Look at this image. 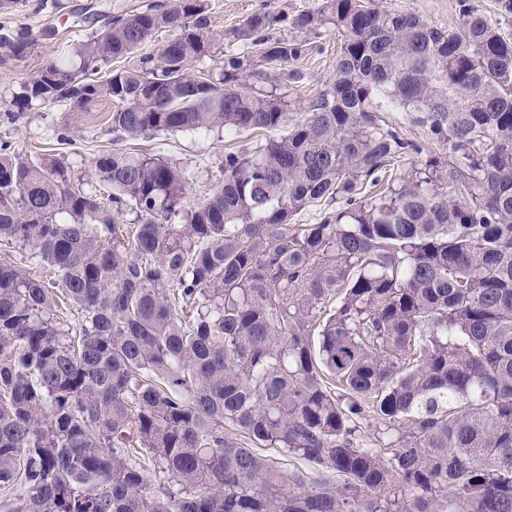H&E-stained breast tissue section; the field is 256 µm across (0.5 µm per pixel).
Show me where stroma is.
<instances>
[{
	"label": "stroma",
	"mask_w": 512,
	"mask_h": 512,
	"mask_svg": "<svg viewBox=\"0 0 512 512\" xmlns=\"http://www.w3.org/2000/svg\"><path fill=\"white\" fill-rule=\"evenodd\" d=\"M149 0H20L10 13H0V25L22 32L34 39V46L19 58L0 59V140L15 143L32 156L52 155L64 158L71 168L72 182L85 191L98 190L90 176L91 161L112 149H137L160 155L183 168L188 184L182 200L183 209H193L210 196L224 179V152L228 149L255 152L267 137L263 130H228L213 132H174L150 139L124 140L111 129L109 116L115 105L98 99L83 106L33 105L7 120L3 112L21 81L34 75L46 63L65 59L77 64L75 45L100 33L110 18L133 13ZM321 0H207L213 29L224 32L210 53L191 62L195 73L218 74L225 53L250 50V43L229 37L249 14L270 6L282 20L275 35L288 36L290 19L316 8ZM384 10L418 14L431 25L444 28L458 19L457 0H373ZM316 51L296 63L301 76L265 84L264 92L287 102L290 112L305 110L310 102L336 77V54L340 38L335 29L326 28L316 35ZM65 134V144H58V134Z\"/></svg>",
	"instance_id": "stroma-1"
}]
</instances>
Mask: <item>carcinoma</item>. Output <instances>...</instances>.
Wrapping results in <instances>:
<instances>
[{"label": "carcinoma", "instance_id": "1", "mask_svg": "<svg viewBox=\"0 0 512 512\" xmlns=\"http://www.w3.org/2000/svg\"><path fill=\"white\" fill-rule=\"evenodd\" d=\"M458 14L437 28L321 0L283 38L265 7L231 30L259 56L226 54L215 78L189 70L216 39L206 0H167L78 43L79 68L20 83L19 112L115 102L122 139L271 136L224 153L221 186L189 211V176L157 155L96 156L104 198L62 158L0 141V243L21 253L0 261V488L22 489L8 512H512V36L472 0ZM327 25L336 79L292 119L261 85L300 78ZM32 44L0 32L3 58ZM391 105L437 148L389 127ZM409 151L407 176L364 194ZM369 421L378 448L360 443Z\"/></svg>", "mask_w": 512, "mask_h": 512}]
</instances>
